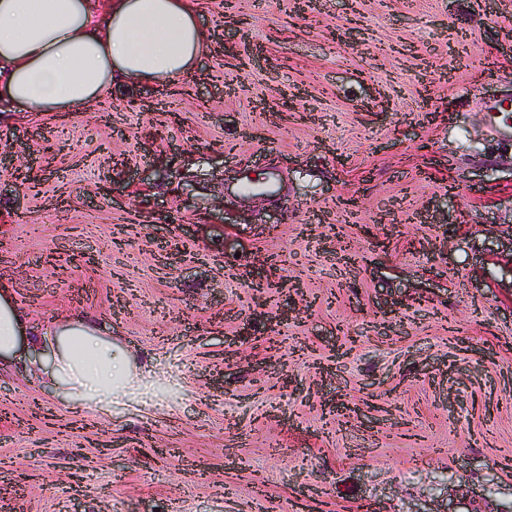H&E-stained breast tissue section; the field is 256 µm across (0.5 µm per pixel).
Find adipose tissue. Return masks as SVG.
Segmentation results:
<instances>
[{"label": "adipose tissue", "instance_id": "ef3b65f1", "mask_svg": "<svg viewBox=\"0 0 512 512\" xmlns=\"http://www.w3.org/2000/svg\"><path fill=\"white\" fill-rule=\"evenodd\" d=\"M192 0H0V95L22 112H88L115 81L189 80L209 47ZM46 366L67 396L108 404L137 379L131 355L85 318L57 325ZM36 342L0 288V361Z\"/></svg>", "mask_w": 512, "mask_h": 512}]
</instances>
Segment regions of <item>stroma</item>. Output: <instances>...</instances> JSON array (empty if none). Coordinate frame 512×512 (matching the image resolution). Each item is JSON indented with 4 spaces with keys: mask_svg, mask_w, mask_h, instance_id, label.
I'll return each mask as SVG.
<instances>
[{
    "mask_svg": "<svg viewBox=\"0 0 512 512\" xmlns=\"http://www.w3.org/2000/svg\"><path fill=\"white\" fill-rule=\"evenodd\" d=\"M294 2L199 0L186 86L0 126V280L143 377L77 407L1 366L0 512H512V0H356L352 42Z\"/></svg>",
    "mask_w": 512,
    "mask_h": 512,
    "instance_id": "1",
    "label": "stroma"
}]
</instances>
